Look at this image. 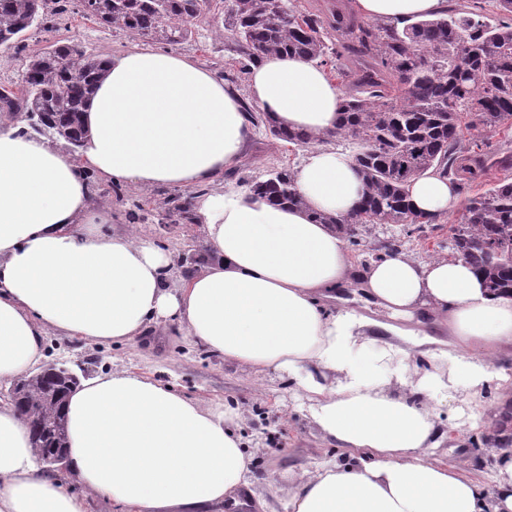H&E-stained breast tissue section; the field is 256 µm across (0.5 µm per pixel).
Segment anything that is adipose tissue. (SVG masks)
<instances>
[{
  "instance_id": "obj_1",
  "label": "adipose tissue",
  "mask_w": 512,
  "mask_h": 512,
  "mask_svg": "<svg viewBox=\"0 0 512 512\" xmlns=\"http://www.w3.org/2000/svg\"><path fill=\"white\" fill-rule=\"evenodd\" d=\"M446 0H355L368 19L400 22ZM256 107L319 138L338 129L343 97L314 62L287 54L252 65ZM79 156L45 138L0 129V381L38 366L54 331L94 344L127 343L150 325H175L225 360L293 376L324 439L356 455L287 474L291 512H512V453L492 491L462 468L431 460L436 406L458 385L477 390L491 357L512 352V295L489 296L460 259L391 253L355 268L344 242L314 215H351L363 185L352 161L314 146L293 170L302 209L245 192L192 199L206 265L179 280L170 253L110 233L91 207L101 178L136 188L194 187L232 165L251 134L237 94L191 58L133 47L109 58L82 116ZM417 210L442 216L448 179L409 187ZM360 285L388 321L327 310ZM425 314L460 348L448 375H408L407 350L369 334ZM67 479L124 512H211L250 480L230 407H201L172 387L127 373L79 382L66 404ZM66 481L43 476L38 450L10 400L0 398V512H86Z\"/></svg>"
}]
</instances>
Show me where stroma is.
<instances>
[{
    "label": "stroma",
    "mask_w": 512,
    "mask_h": 512,
    "mask_svg": "<svg viewBox=\"0 0 512 512\" xmlns=\"http://www.w3.org/2000/svg\"><path fill=\"white\" fill-rule=\"evenodd\" d=\"M74 41L90 53L105 57L139 46L171 50L192 58L233 88L241 102H248L245 59L224 32V0H213L212 10L196 22L192 36L178 44L140 38L117 27H105L86 19L77 0H56L47 29L29 31L20 48L0 51V86L18 80L28 58L46 50L55 41ZM302 146L277 140L252 130L238 160L208 185L192 187L195 195L245 190L247 182L264 178L274 167L295 168L305 157ZM94 210L111 213L110 231H131L158 248L171 252L177 262L176 276L202 270L208 253L202 225L170 215L168 208L177 189L158 185L137 189L91 177ZM462 186L457 203L437 225L414 232L407 249L410 255L427 259L447 256L451 225L459 223L466 199L474 196ZM44 363H65L78 378L125 371L172 386L202 407L221 403L238 411L237 433L251 458V488L265 495L271 512H289L287 471L315 469L329 463H348L352 457L328 444L310 416L309 403L287 374L256 373L224 360L202 344L183 336L177 326H150L128 343L87 344L49 332L44 345ZM498 375L477 393L459 388L439 406L445 433L433 457L453 465L466 461L470 477L486 488L496 476L499 424L512 411V355L493 358Z\"/></svg>",
    "instance_id": "1"
}]
</instances>
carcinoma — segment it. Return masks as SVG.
<instances>
[{
  "label": "carcinoma",
  "mask_w": 512,
  "mask_h": 512,
  "mask_svg": "<svg viewBox=\"0 0 512 512\" xmlns=\"http://www.w3.org/2000/svg\"><path fill=\"white\" fill-rule=\"evenodd\" d=\"M49 0H0V48L19 47L45 24ZM83 14L146 39L178 43L192 35L191 23L210 14L212 0H78ZM509 20L495 26L481 14L448 4L438 14L402 24L359 21L336 12L330 19L304 14L296 0H225L224 30L248 62L288 53L322 65L349 48L358 71L345 93L337 134L353 140L351 161L365 191L351 217L328 214L351 245L362 230L401 226L406 235L437 217L414 211L412 180L438 174L461 186L487 174L477 139L464 131L512 126V0H498ZM107 59L75 43L51 45L25 65L18 91L0 90V103L22 110L35 130L81 146L85 102L107 72ZM252 126L298 146L318 141L292 131L263 113L246 110ZM248 191L273 204L302 209L306 201L291 171L274 169ZM448 250L479 271L493 296L512 292V179L506 177L469 198L459 223L450 228ZM14 403L28 417L34 445L50 453L66 444L67 391L51 368L13 383Z\"/></svg>",
  "instance_id": "carcinoma-1"
}]
</instances>
